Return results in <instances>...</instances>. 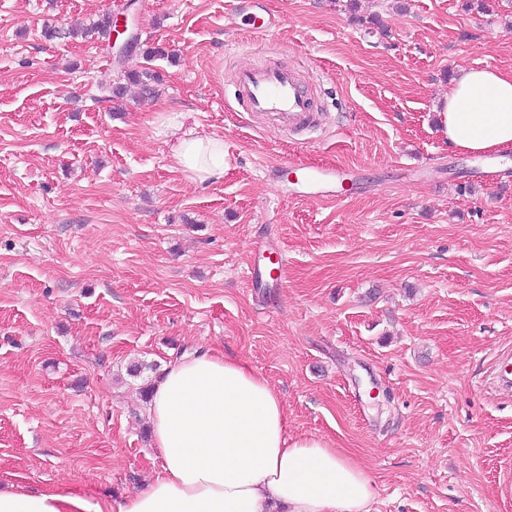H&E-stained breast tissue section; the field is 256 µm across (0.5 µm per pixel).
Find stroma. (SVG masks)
I'll list each match as a JSON object with an SVG mask.
<instances>
[{"instance_id":"1","label":"stroma","mask_w":512,"mask_h":512,"mask_svg":"<svg viewBox=\"0 0 512 512\" xmlns=\"http://www.w3.org/2000/svg\"><path fill=\"white\" fill-rule=\"evenodd\" d=\"M267 3L256 35L228 0H0V487L141 490V390L208 349L268 380L289 439L359 462L376 512H512V389L486 383L512 352V168L476 175L434 112L460 70H512V0ZM122 12L162 82L99 102L143 57L43 31ZM264 59L306 68L316 132L235 111ZM171 118L223 138L222 179L176 168ZM323 163L362 189L279 194L282 166Z\"/></svg>"}]
</instances>
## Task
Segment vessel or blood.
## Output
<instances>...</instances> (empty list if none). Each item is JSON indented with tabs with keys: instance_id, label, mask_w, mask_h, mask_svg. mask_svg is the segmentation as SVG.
I'll return each mask as SVG.
<instances>
[{
	"instance_id": "1",
	"label": "vessel or blood",
	"mask_w": 512,
	"mask_h": 512,
	"mask_svg": "<svg viewBox=\"0 0 512 512\" xmlns=\"http://www.w3.org/2000/svg\"><path fill=\"white\" fill-rule=\"evenodd\" d=\"M304 67L285 69L254 64L234 73L237 102L243 111L274 122L293 133L314 126V100L306 84ZM351 169L324 166L314 169L298 186L284 189L287 197H340L336 180L351 176Z\"/></svg>"
}]
</instances>
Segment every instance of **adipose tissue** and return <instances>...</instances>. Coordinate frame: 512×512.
I'll use <instances>...</instances> for the list:
<instances>
[{
  "label": "adipose tissue",
  "instance_id": "ef3b65f1",
  "mask_svg": "<svg viewBox=\"0 0 512 512\" xmlns=\"http://www.w3.org/2000/svg\"><path fill=\"white\" fill-rule=\"evenodd\" d=\"M437 116L454 149L511 151L512 71H463ZM173 161L191 181L222 179L224 140L184 135ZM148 414L162 466L143 490L115 504L0 490V512H373L364 468L323 439L289 440L278 393L241 358L204 351L175 360Z\"/></svg>",
  "mask_w": 512,
  "mask_h": 512
}]
</instances>
